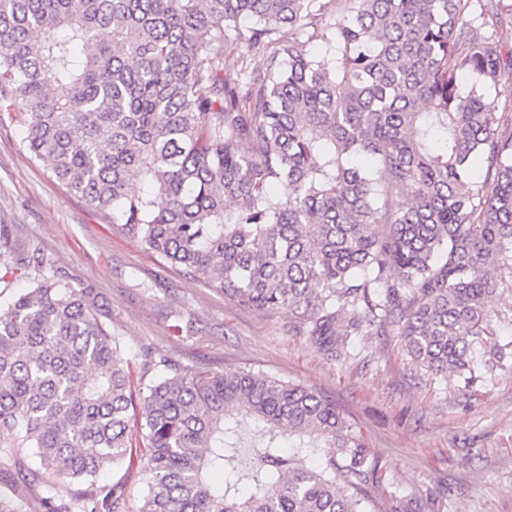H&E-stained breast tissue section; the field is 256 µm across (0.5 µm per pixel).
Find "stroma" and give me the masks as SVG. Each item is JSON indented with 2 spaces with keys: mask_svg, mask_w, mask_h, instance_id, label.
<instances>
[{
  "mask_svg": "<svg viewBox=\"0 0 512 512\" xmlns=\"http://www.w3.org/2000/svg\"><path fill=\"white\" fill-rule=\"evenodd\" d=\"M24 131V115L0 98V224L13 245L39 248L73 282L98 288L135 373L146 353H163L261 371L332 400L384 477L366 488L372 512H402L410 498L425 512H512V370L463 387L412 363L392 327L376 324L327 359L293 313L240 305L122 236L31 159ZM37 467L32 458L0 468V491L23 498L26 512H46L53 494L33 480Z\"/></svg>",
  "mask_w": 512,
  "mask_h": 512,
  "instance_id": "1",
  "label": "stroma"
}]
</instances>
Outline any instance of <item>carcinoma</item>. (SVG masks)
Masks as SVG:
<instances>
[{"instance_id":"1","label":"carcinoma","mask_w":512,"mask_h":512,"mask_svg":"<svg viewBox=\"0 0 512 512\" xmlns=\"http://www.w3.org/2000/svg\"><path fill=\"white\" fill-rule=\"evenodd\" d=\"M472 2L0 0V95L31 157L164 262L290 310L331 358L388 323L469 387L512 361L476 356L512 291V52ZM231 28L246 52L214 59ZM111 321L0 224V465L39 457L66 490L46 512H124L121 481L96 483L124 463L149 473L139 512H367L379 469L335 404L166 355L135 381ZM246 426L273 437L245 468Z\"/></svg>"}]
</instances>
